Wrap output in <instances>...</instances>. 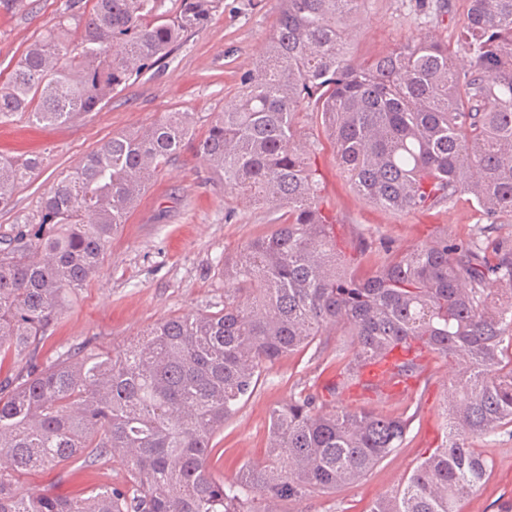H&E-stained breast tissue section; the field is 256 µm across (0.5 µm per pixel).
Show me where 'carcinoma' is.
Returning a JSON list of instances; mask_svg holds the SVG:
<instances>
[{"label": "carcinoma", "mask_w": 512, "mask_h": 512, "mask_svg": "<svg viewBox=\"0 0 512 512\" xmlns=\"http://www.w3.org/2000/svg\"><path fill=\"white\" fill-rule=\"evenodd\" d=\"M364 0H282L263 59L197 141L224 188L280 213L224 257V306L166 319L118 350L85 342L37 362L69 298L101 267L118 226L183 143L188 113L112 136L57 181L40 209L0 235V356L23 365L0 382V512H292L364 479L402 447L411 418L327 410L303 390L270 411L262 463L224 480L211 441L279 359L329 330L341 396L360 367L396 351L417 379L453 361L443 438L369 512H461L492 460L473 440L512 428V239L435 232L407 250L360 236L343 251L302 145L312 124L352 189L391 212L452 207L479 222L512 218V0H469L458 49L420 32L365 64L349 57ZM217 0H93L34 41L0 86V124L70 121L167 57ZM467 64H457L458 52ZM42 160L0 156V207ZM375 271L363 276V259ZM110 460L120 486L66 498L17 492V479L78 460Z\"/></svg>", "instance_id": "obj_1"}]
</instances>
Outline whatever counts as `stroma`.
<instances>
[{
  "instance_id": "stroma-1",
  "label": "stroma",
  "mask_w": 512,
  "mask_h": 512,
  "mask_svg": "<svg viewBox=\"0 0 512 512\" xmlns=\"http://www.w3.org/2000/svg\"><path fill=\"white\" fill-rule=\"evenodd\" d=\"M91 6L92 0H0V83L14 60L61 16ZM279 7L280 0H219L205 27L190 33L168 58L95 111L60 125H35L21 118L0 126V155L38 154L44 159L10 205L0 209V235L10 232L18 217L35 214L53 184L112 135L146 130L173 111L188 113L196 135H203L216 113L239 93L243 74L259 60ZM466 9V0H450V16L438 23L425 15L419 0H365L354 21L352 55L370 61L422 29L456 44ZM304 138L342 239L363 236L404 250L438 228L456 241L478 235L477 215L463 199L431 212L393 213L369 204L341 174L325 134L308 127ZM271 226L267 209L225 190L223 180L198 154L195 141L185 142L115 231L103 265L73 296L40 349L39 360L84 341L109 350L138 341L168 318L212 310L224 301L218 262ZM346 342L343 336H325L320 348L283 357L271 366L253 395L215 435L213 472L229 479L243 464L262 461L270 410L302 389L319 393L329 407L339 400L353 407L366 405L361 387H350L339 398L330 392L336 382V350ZM451 374L449 364L431 365L412 395L383 403V410L413 417L403 447L360 482L304 501L296 512H366L375 498L396 489L440 442L439 413ZM475 445L491 458L492 475L461 509L497 512L500 501L512 496V436L502 433L476 440ZM122 480V472L112 464L79 462L61 472H32L21 479L19 489L26 495L74 497Z\"/></svg>"
}]
</instances>
